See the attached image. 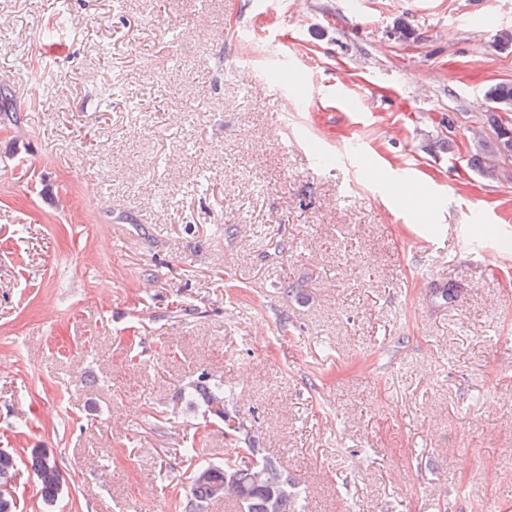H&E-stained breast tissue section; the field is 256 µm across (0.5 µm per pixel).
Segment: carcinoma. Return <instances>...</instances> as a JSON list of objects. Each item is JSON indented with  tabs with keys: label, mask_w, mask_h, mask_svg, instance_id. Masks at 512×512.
Wrapping results in <instances>:
<instances>
[{
	"label": "carcinoma",
	"mask_w": 512,
	"mask_h": 512,
	"mask_svg": "<svg viewBox=\"0 0 512 512\" xmlns=\"http://www.w3.org/2000/svg\"><path fill=\"white\" fill-rule=\"evenodd\" d=\"M484 99L490 106L488 123L494 135L478 142V153L473 163L483 166L486 157H512V82L501 81L489 85ZM195 390L209 404L224 403V389L199 380ZM17 457L7 449H0V484L11 481L17 468ZM30 467L36 475L41 497L54 502L62 491L63 479L57 461L44 449L31 453ZM263 472L261 480L254 477V468ZM227 482L234 483L232 495L240 512H302L298 503L301 496L299 482L288 475L282 463L263 455L255 448H235L222 463L203 462L191 477L187 499L179 502L182 512H209L215 501L223 498Z\"/></svg>",
	"instance_id": "obj_1"
}]
</instances>
